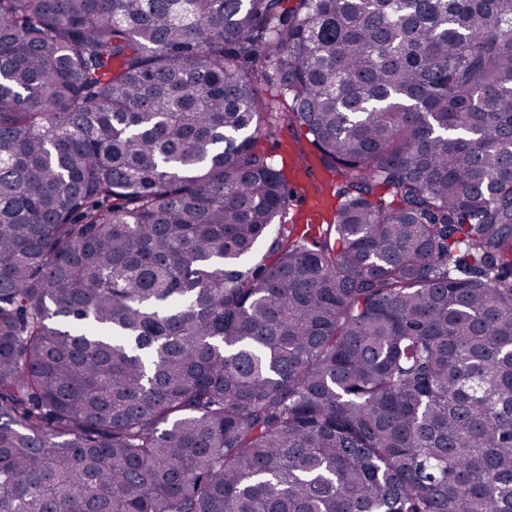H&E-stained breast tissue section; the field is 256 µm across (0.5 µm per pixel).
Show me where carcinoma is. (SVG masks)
<instances>
[{
	"instance_id": "cac0c4a2",
	"label": "carcinoma",
	"mask_w": 512,
	"mask_h": 512,
	"mask_svg": "<svg viewBox=\"0 0 512 512\" xmlns=\"http://www.w3.org/2000/svg\"><path fill=\"white\" fill-rule=\"evenodd\" d=\"M0 512H512V0H0ZM267 131V135L260 139L258 149L271 156L278 168H283L288 181L290 158L287 150H289L292 144L297 145V142L304 146L305 152L312 155L310 170L315 169L314 172H319V175H315L314 178L311 179L309 186L305 190H301L290 184L294 189V194L289 205L288 217L285 220L292 219L293 221L295 214L303 211L307 195L314 191L325 190L332 196V208L325 216L324 220L315 224H305L301 221H298V223H291L290 221V223L283 222L279 224L278 221H276V223L271 226V236L279 235L285 240L290 237V241L300 239L301 237H305L308 242L324 240L328 237L330 229L327 223L329 222L330 215L341 201V198L338 196L339 184L336 182L334 174L325 167L321 161L320 154L310 146L305 137L300 134V132H297L295 128L288 126L286 123L279 122L271 128H268Z\"/></svg>"
}]
</instances>
